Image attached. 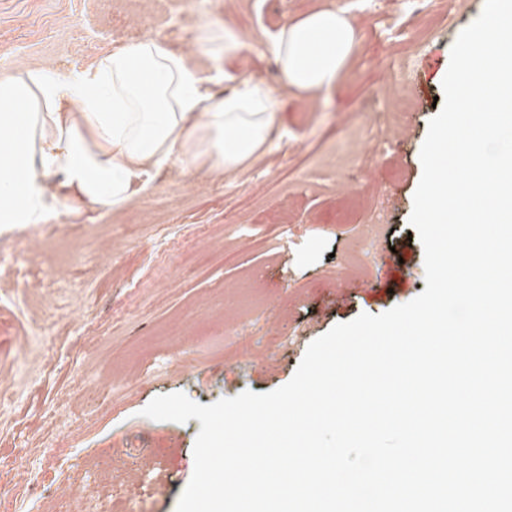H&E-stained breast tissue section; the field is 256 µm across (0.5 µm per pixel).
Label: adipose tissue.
Returning a JSON list of instances; mask_svg holds the SVG:
<instances>
[{
	"label": "adipose tissue",
	"mask_w": 512,
	"mask_h": 512,
	"mask_svg": "<svg viewBox=\"0 0 512 512\" xmlns=\"http://www.w3.org/2000/svg\"><path fill=\"white\" fill-rule=\"evenodd\" d=\"M195 54L224 63L225 91L193 56L157 38L117 46L62 75L21 66L0 79V228L45 223L56 206L119 212L174 159L212 172L239 170L267 148L280 98L333 91L355 34L340 9H319L271 33L281 81L241 79L244 47L231 26L201 25Z\"/></svg>",
	"instance_id": "ef3b65f1"
}]
</instances>
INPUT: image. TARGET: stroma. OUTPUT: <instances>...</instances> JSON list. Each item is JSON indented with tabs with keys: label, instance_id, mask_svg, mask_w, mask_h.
Wrapping results in <instances>:
<instances>
[{
	"label": "stroma",
	"instance_id": "obj_1",
	"mask_svg": "<svg viewBox=\"0 0 512 512\" xmlns=\"http://www.w3.org/2000/svg\"><path fill=\"white\" fill-rule=\"evenodd\" d=\"M484 5L0 0V78L62 73L146 35L189 53L201 24L229 20L246 42L238 74L274 84L279 24L335 7L358 38L337 88L283 97L270 145L237 172L177 160L121 213L60 207L53 238L0 232V512H95L109 482L123 490L108 512H176L200 423L143 417L155 397L274 391L336 324L425 290L410 235L420 152L451 47ZM364 239L374 258L360 265ZM33 264L49 288L28 287Z\"/></svg>",
	"mask_w": 512,
	"mask_h": 512
}]
</instances>
